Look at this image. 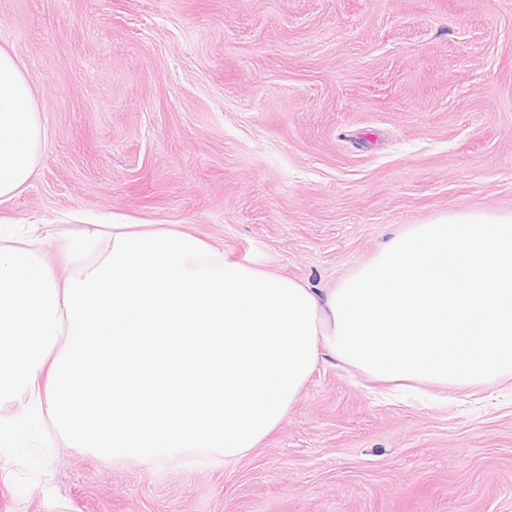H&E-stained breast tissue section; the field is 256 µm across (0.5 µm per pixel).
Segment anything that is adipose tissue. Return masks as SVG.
Returning <instances> with one entry per match:
<instances>
[{
    "instance_id": "1",
    "label": "adipose tissue",
    "mask_w": 512,
    "mask_h": 512,
    "mask_svg": "<svg viewBox=\"0 0 512 512\" xmlns=\"http://www.w3.org/2000/svg\"><path fill=\"white\" fill-rule=\"evenodd\" d=\"M46 129L23 67L0 47V200L13 197L32 179Z\"/></svg>"
}]
</instances>
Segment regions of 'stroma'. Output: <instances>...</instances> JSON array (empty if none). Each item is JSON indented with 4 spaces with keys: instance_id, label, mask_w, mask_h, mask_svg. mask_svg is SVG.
Listing matches in <instances>:
<instances>
[{
    "instance_id": "1",
    "label": "stroma",
    "mask_w": 512,
    "mask_h": 512,
    "mask_svg": "<svg viewBox=\"0 0 512 512\" xmlns=\"http://www.w3.org/2000/svg\"><path fill=\"white\" fill-rule=\"evenodd\" d=\"M47 130L0 225L58 247L112 219L187 230L313 290L396 232L512 212V0H0ZM321 361L226 464L112 460L49 430L0 512H512V398L398 401Z\"/></svg>"
}]
</instances>
